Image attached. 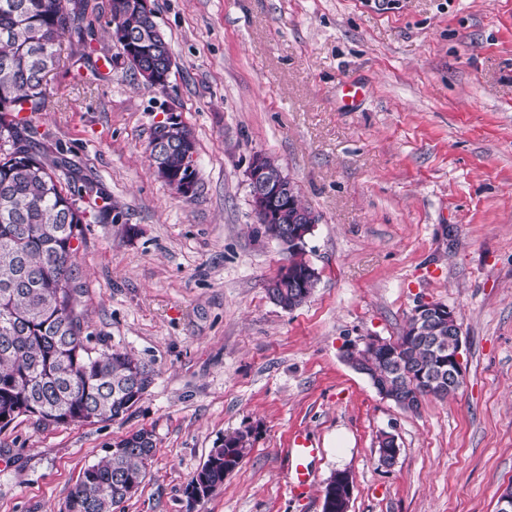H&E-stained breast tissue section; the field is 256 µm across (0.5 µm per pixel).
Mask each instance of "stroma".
Listing matches in <instances>:
<instances>
[{"label":"stroma","instance_id":"35a3bbf8","mask_svg":"<svg viewBox=\"0 0 512 512\" xmlns=\"http://www.w3.org/2000/svg\"><path fill=\"white\" fill-rule=\"evenodd\" d=\"M109 4L89 0L87 56L54 71L33 121L41 150L112 200L85 226L77 310L153 382L113 421L1 431L0 512H67L84 468L142 428L156 454L116 512H322L339 470L349 512H496L512 486V0H154L174 62L164 94L120 60ZM350 81L366 92L348 111ZM171 109L197 141L191 199L148 159ZM257 153L319 217L304 247L319 279L291 311L266 291L288 256L256 232ZM429 302L456 313L463 379L413 413L341 347L396 340ZM238 431L250 453L190 500L211 448ZM296 432L320 453L294 494ZM385 433L400 448L389 467Z\"/></svg>","mask_w":512,"mask_h":512}]
</instances>
